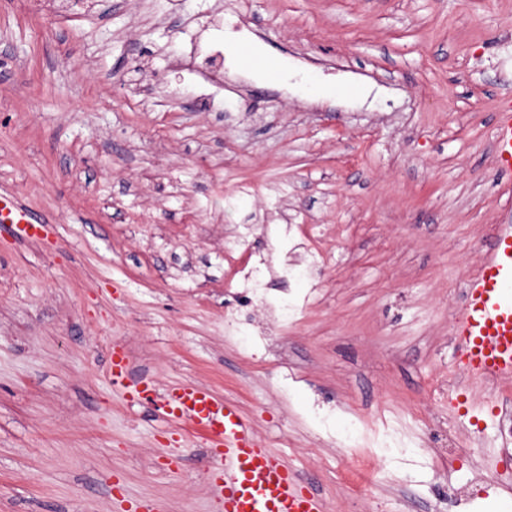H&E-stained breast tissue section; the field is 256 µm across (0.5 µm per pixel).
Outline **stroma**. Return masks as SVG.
I'll return each mask as SVG.
<instances>
[{
	"instance_id": "stroma-1",
	"label": "stroma",
	"mask_w": 512,
	"mask_h": 512,
	"mask_svg": "<svg viewBox=\"0 0 512 512\" xmlns=\"http://www.w3.org/2000/svg\"><path fill=\"white\" fill-rule=\"evenodd\" d=\"M233 68L201 111L175 60L215 15ZM278 64L276 78L237 46ZM512 104V0H0V191L54 231L0 225V512H211L204 441L130 403L111 349L160 386L235 402L324 512H455L469 462L505 467L497 392L463 380L453 325L493 227L512 221L494 126ZM318 226L315 275L272 281L237 336L224 236ZM307 302L280 328L269 305ZM411 465L344 474L368 426ZM129 367L126 358L121 351L112 350L111 365L108 372V379L112 386L127 391L129 389L126 380L129 374Z\"/></svg>"
}]
</instances>
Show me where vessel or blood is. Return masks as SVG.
<instances>
[{
    "label": "vessel or blood",
    "mask_w": 512,
    "mask_h": 512,
    "mask_svg": "<svg viewBox=\"0 0 512 512\" xmlns=\"http://www.w3.org/2000/svg\"><path fill=\"white\" fill-rule=\"evenodd\" d=\"M495 141L498 167L511 172V111L498 113ZM0 222L22 242L47 229L17 198L2 193ZM453 333L472 376L512 379V223L498 225L487 255L469 278ZM128 374L124 354L113 351L108 372L112 386L126 389ZM132 399L151 402L174 425L188 424L204 433L214 454L211 489L217 512H323L317 493L261 442L253 422L233 402L191 381L160 393L149 378Z\"/></svg>",
    "instance_id": "obj_1"
}]
</instances>
